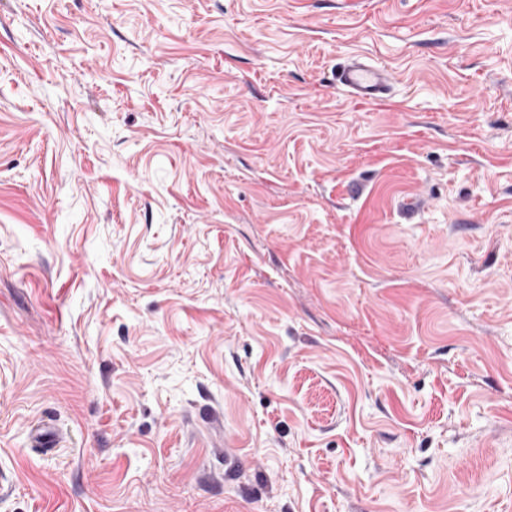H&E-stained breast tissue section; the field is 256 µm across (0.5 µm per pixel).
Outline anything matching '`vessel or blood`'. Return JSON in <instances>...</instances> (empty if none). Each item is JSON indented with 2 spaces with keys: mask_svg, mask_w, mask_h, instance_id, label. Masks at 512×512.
Instances as JSON below:
<instances>
[{
  "mask_svg": "<svg viewBox=\"0 0 512 512\" xmlns=\"http://www.w3.org/2000/svg\"><path fill=\"white\" fill-rule=\"evenodd\" d=\"M336 86L356 101L377 102L389 95L391 73L385 65L355 54L338 66Z\"/></svg>",
  "mask_w": 512,
  "mask_h": 512,
  "instance_id": "obj_1",
  "label": "vessel or blood"
}]
</instances>
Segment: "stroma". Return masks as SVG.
<instances>
[{
    "mask_svg": "<svg viewBox=\"0 0 512 512\" xmlns=\"http://www.w3.org/2000/svg\"><path fill=\"white\" fill-rule=\"evenodd\" d=\"M0 469V512H512V0H0ZM336 87L356 101L377 102L389 96L391 73L385 65L355 54L338 66Z\"/></svg>",
    "mask_w": 512,
    "mask_h": 512,
    "instance_id": "1",
    "label": "stroma"
}]
</instances>
